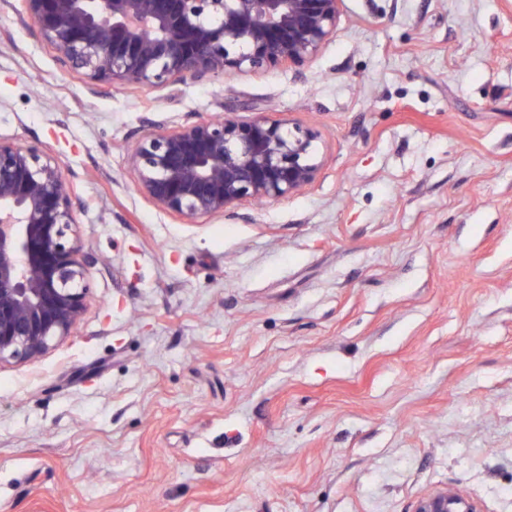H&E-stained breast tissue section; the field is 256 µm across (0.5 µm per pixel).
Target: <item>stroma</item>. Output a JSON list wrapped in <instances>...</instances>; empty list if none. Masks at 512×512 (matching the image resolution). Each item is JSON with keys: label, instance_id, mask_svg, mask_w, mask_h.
I'll return each mask as SVG.
<instances>
[{"label": "stroma", "instance_id": "35a3bbf8", "mask_svg": "<svg viewBox=\"0 0 512 512\" xmlns=\"http://www.w3.org/2000/svg\"><path fill=\"white\" fill-rule=\"evenodd\" d=\"M0 0V137L85 201L70 336L0 364V512H512V0H343L310 63L80 73ZM317 133L293 196L179 220L137 191L151 121ZM412 512H478L474 502L455 487H445L420 496Z\"/></svg>", "mask_w": 512, "mask_h": 512}]
</instances>
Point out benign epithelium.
Listing matches in <instances>:
<instances>
[{
    "label": "benign epithelium",
    "instance_id": "7a95c632",
    "mask_svg": "<svg viewBox=\"0 0 512 512\" xmlns=\"http://www.w3.org/2000/svg\"><path fill=\"white\" fill-rule=\"evenodd\" d=\"M59 63L103 85L169 89L186 79L304 65L336 33L343 0H25ZM136 137V188L182 219L229 215L293 195L319 172L317 134L266 117L186 113ZM82 199L61 162L37 145L0 140V363L35 362L85 310L96 262L76 232ZM412 512H478L455 487L420 496Z\"/></svg>",
    "mask_w": 512,
    "mask_h": 512
}]
</instances>
